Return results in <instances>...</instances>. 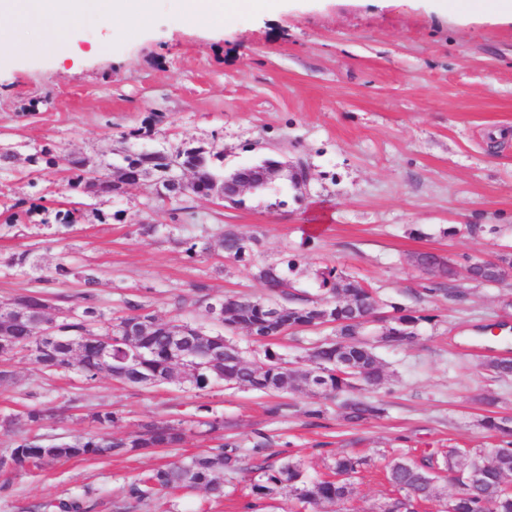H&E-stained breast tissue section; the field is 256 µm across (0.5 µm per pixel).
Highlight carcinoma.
Instances as JSON below:
<instances>
[{"label":"carcinoma","mask_w":512,"mask_h":512,"mask_svg":"<svg viewBox=\"0 0 512 512\" xmlns=\"http://www.w3.org/2000/svg\"><path fill=\"white\" fill-rule=\"evenodd\" d=\"M133 163L140 171L161 174L169 169L173 159L155 151L135 155ZM179 163L196 169V190L184 194L173 186H162L159 196L183 202L205 196L217 183H224V176L214 172L205 151L195 148ZM207 252L217 249L225 258L233 261L245 259L250 249V238L233 226L211 244H190L186 251L196 249ZM499 267L477 266L473 281L481 284L501 281L502 267H512V253L498 255ZM299 259L265 263L257 267L256 278L267 288L265 296L250 294L228 295L223 299L224 320L221 330L209 334L194 327L189 321L178 319L188 329L186 346L195 364L201 369L190 368V384L204 389L213 384L229 388L260 391L278 397L290 390H303L316 398L339 401L346 419L353 423L377 419L385 413L383 403L370 398L385 379L383 362L375 352L374 342L384 341L395 345L414 342L419 336L421 324L430 318L402 307L394 306L386 312V303L361 280L335 266L320 272V294L310 296L294 288L290 274L297 269ZM419 269L436 270L429 279V293L442 292L451 299L462 297L453 287H444V281L455 280L458 262L437 253H417L411 258ZM86 306L81 312H70L60 319L62 333L57 342L41 356H36L44 341L35 331L32 320L16 318L11 312L0 310V357H32L48 371L60 368L77 372L92 380L104 373L100 359V347L104 344L112 350L113 368L109 375L119 382L137 385L144 375L157 377L158 384L171 383L181 378V370L170 362V334L167 323L159 321L152 313L138 304L127 303L128 313L103 319L93 304V295L83 294ZM373 314L382 322L375 341L365 338L366 328L357 318ZM147 320L144 327L127 339L112 336L113 324ZM332 324L336 336L324 340L309 349L303 360L288 361L275 350L276 340L290 330H306ZM244 331L256 342L265 344L263 355L251 360L229 339ZM143 352V361L128 365L124 360ZM487 371L498 378L512 376V358H497L485 363ZM98 431L78 436L72 440L62 438L46 440L39 436L17 434L13 449L7 458L0 457V469H17L26 465L42 468L61 459H85L107 455H129L150 448H167L184 441L186 429L183 422L152 423L125 438H114L109 429L116 415L101 410L94 415ZM483 426L505 438L504 444L485 450L478 459L481 466L476 485L458 492L453 504L456 512H512V490L507 480L512 476V428L503 426L502 419L488 415ZM461 451L450 448L437 457L425 455L417 460L394 458L387 465L386 478L400 496L393 499L392 512H417L419 503L437 497L432 479L441 472L457 479ZM367 464L365 458L353 451L334 455L332 470L336 479L310 478L303 464L297 460H284L278 465L266 462L258 465V478L250 480V496L263 499L290 489L297 500L298 512L312 506L323 512L328 506L347 501L353 494V479ZM239 471L236 446L226 442L207 453L166 464L129 483L125 496L140 504H149L165 490L178 488H202L213 496L224 495V473ZM48 512H85L79 500L50 501L42 505Z\"/></svg>","instance_id":"cac0c4a2"}]
</instances>
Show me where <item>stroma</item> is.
<instances>
[{"label": "stroma", "mask_w": 512, "mask_h": 512, "mask_svg": "<svg viewBox=\"0 0 512 512\" xmlns=\"http://www.w3.org/2000/svg\"><path fill=\"white\" fill-rule=\"evenodd\" d=\"M105 53H96L97 45ZM148 126L151 136L133 137ZM202 147L217 172L263 158L305 166L295 188L280 177L241 204L191 200V209L158 197L154 178L119 195L72 184L69 161L103 177L126 154H169ZM0 302L23 293L54 311L81 312L82 270L95 268L94 303L105 318L135 301L158 319L209 325L193 287L210 298L263 294L257 266L299 255V288H319L334 266L363 280L387 303L427 318L408 346L377 347L388 382L385 414L363 425L343 420L334 402L322 418L305 414L307 394H284L287 418L264 412L261 393L172 382L127 386L50 373L29 359L0 358V418L18 433L50 438L93 433L97 410L115 413L124 437L152 421L220 419L239 447L242 472L223 497L171 490L136 505L122 488L140 473L217 448V435L194 428L182 444L139 455L62 460L41 469L0 471V512H41V504L82 500L88 512H292L289 491L250 500L251 448L270 440L271 462L305 461L311 478L328 474L333 454L368 463L354 480L346 512H373L391 497L384 466L392 458L462 449L461 465L499 445L485 429V396L512 419V377L491 378L488 359L512 356V280H459L463 296L426 293L418 252L492 259L512 248V20L482 0L439 14L424 0H281L274 11L248 4L210 26L186 22L178 0H158L146 29L123 33L90 17L75 42H50L25 54L0 40ZM79 209L78 224L62 216ZM20 220H12V212ZM157 225L141 233L140 224ZM232 224L254 238L249 257L218 250L188 254L186 242L215 241ZM482 230L469 235L466 225ZM31 251L37 269L21 272L14 254ZM72 270L53 280L58 264ZM47 417L33 423L28 412Z\"/></svg>", "instance_id": "1"}]
</instances>
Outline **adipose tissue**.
Here are the masks:
<instances>
[{
    "instance_id": "1",
    "label": "adipose tissue",
    "mask_w": 512,
    "mask_h": 512,
    "mask_svg": "<svg viewBox=\"0 0 512 512\" xmlns=\"http://www.w3.org/2000/svg\"><path fill=\"white\" fill-rule=\"evenodd\" d=\"M155 0H0V34L14 52L27 49L24 34L48 41L72 37L86 15H95L106 27L125 31L149 26Z\"/></svg>"
}]
</instances>
